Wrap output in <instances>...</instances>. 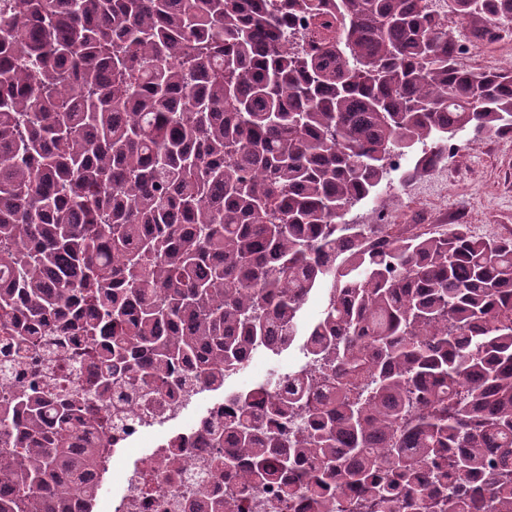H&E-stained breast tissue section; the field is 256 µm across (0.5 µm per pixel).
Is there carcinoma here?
Returning <instances> with one entry per match:
<instances>
[{
  "label": "carcinoma",
  "mask_w": 512,
  "mask_h": 512,
  "mask_svg": "<svg viewBox=\"0 0 512 512\" xmlns=\"http://www.w3.org/2000/svg\"><path fill=\"white\" fill-rule=\"evenodd\" d=\"M449 6L474 48L512 34V0ZM461 51L428 0H0V376L74 329L100 368L0 409V512L79 491L101 387L219 389L297 342L294 388L208 429L224 512L271 483L312 512H512V240L344 221L393 158L421 150L408 185L512 131V70Z\"/></svg>",
  "instance_id": "1"
}]
</instances>
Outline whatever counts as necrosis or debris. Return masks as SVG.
<instances>
[{
  "instance_id": "4bbe7bcc",
  "label": "necrosis or debris",
  "mask_w": 512,
  "mask_h": 512,
  "mask_svg": "<svg viewBox=\"0 0 512 512\" xmlns=\"http://www.w3.org/2000/svg\"><path fill=\"white\" fill-rule=\"evenodd\" d=\"M96 370L89 362L75 368L49 351L31 349L0 381V401L22 393L35 379L51 394L79 397ZM199 393L198 386L176 385L169 392L123 405L122 425L106 435L85 424L84 435L100 455L65 512H210V498L224 495V475L214 465L224 451L211 447L206 430L223 421L230 404L217 399L182 427L170 426ZM178 457L190 459L198 480L173 476L170 462ZM106 482L112 486L108 495L101 492Z\"/></svg>"
}]
</instances>
